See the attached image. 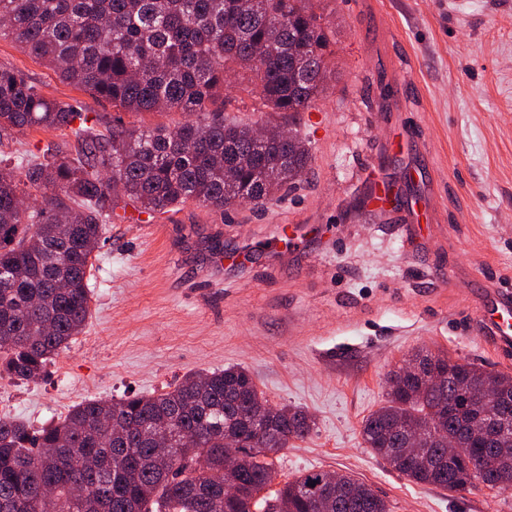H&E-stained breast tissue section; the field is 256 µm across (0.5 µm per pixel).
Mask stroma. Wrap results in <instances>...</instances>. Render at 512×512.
Segmentation results:
<instances>
[{
  "label": "stroma",
  "mask_w": 512,
  "mask_h": 512,
  "mask_svg": "<svg viewBox=\"0 0 512 512\" xmlns=\"http://www.w3.org/2000/svg\"><path fill=\"white\" fill-rule=\"evenodd\" d=\"M335 32L323 96L295 117L261 109L230 77L226 119L288 126L303 176L264 206L127 207L94 252L91 316L36 380L0 376V417L30 429L91 399L158 394L189 371L246 368L275 406L315 426L275 461L272 489L349 473L391 512H512V491L452 494L394 471L361 425L391 370L418 349L512 375L474 312L512 289V0H320ZM0 63L49 95L77 96L0 39ZM390 205L370 210L375 185ZM452 269V283L439 271Z\"/></svg>",
  "instance_id": "35a3bbf8"
}]
</instances>
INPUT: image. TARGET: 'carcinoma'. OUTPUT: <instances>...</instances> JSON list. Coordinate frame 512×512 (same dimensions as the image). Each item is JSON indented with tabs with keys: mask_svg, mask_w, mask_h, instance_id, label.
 Here are the masks:
<instances>
[{
	"mask_svg": "<svg viewBox=\"0 0 512 512\" xmlns=\"http://www.w3.org/2000/svg\"><path fill=\"white\" fill-rule=\"evenodd\" d=\"M315 2L0 0V39L87 94L50 97L24 71L0 64V144L36 128L68 131L71 146L50 141L30 159L0 155V374L38 378L82 333L94 251L120 204L153 216L189 202L262 206L304 173L311 154L297 132L258 147L253 126L224 119L230 100L221 91L243 70L266 111H307L325 92L334 54ZM102 101L118 112L187 119L128 127L119 116L105 120ZM406 363L411 369L390 373L388 399L362 422V439L411 481L456 493L468 474L448 459V442L468 456L512 448L511 420L486 432L512 406V377L502 375L496 397L476 404L458 389L484 386L491 373L481 367L427 350ZM313 426L302 409L270 405L238 366L186 373L157 395L88 399L35 432L0 417V512H319L326 471L259 497L278 453ZM152 432L170 434L173 454L156 452ZM332 476L337 494L327 512H390L353 475ZM230 479L239 495L226 500ZM480 479L511 491L512 462L492 463Z\"/></svg>",
	"mask_w": 512,
	"mask_h": 512,
	"instance_id": "1",
	"label": "carcinoma"
}]
</instances>
